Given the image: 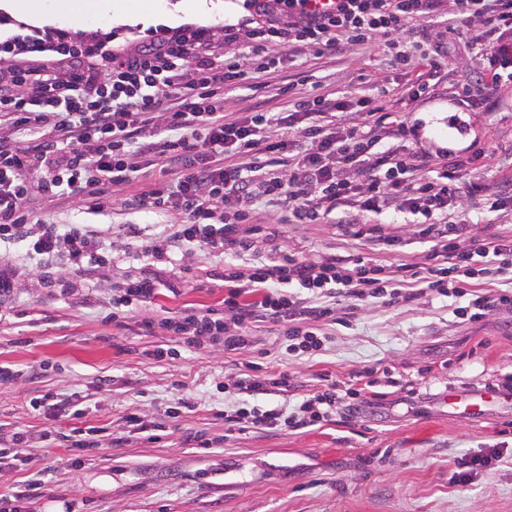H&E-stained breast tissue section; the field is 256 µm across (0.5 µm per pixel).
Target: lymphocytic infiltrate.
Returning <instances> with one entry per match:
<instances>
[{
	"label": "lymphocytic infiltrate",
	"mask_w": 512,
	"mask_h": 512,
	"mask_svg": "<svg viewBox=\"0 0 512 512\" xmlns=\"http://www.w3.org/2000/svg\"><path fill=\"white\" fill-rule=\"evenodd\" d=\"M312 0H247V13L226 26L224 41L236 51L223 58L211 49L214 33L197 26L164 31L149 42L115 49L83 47L63 39L15 36L0 42V118L30 132L28 141L0 134V242L27 248L37 264L0 265V302L14 300L29 278L67 290L73 275L90 273L106 250L100 232L85 224L61 227L35 220L37 198L68 196L98 208L110 186L144 177L149 167L166 176L161 186L128 200L131 208L169 213L172 233L142 239L139 225L125 229L138 241L135 257L154 261L185 247L230 253L224 267V308L217 311L152 310L160 279L141 274L115 283L109 320L136 321L145 333L163 329L187 347L221 342L224 353L253 351L255 323L280 326L285 351L313 354L335 321L336 300L423 295L459 296L458 315L512 305L498 288L512 272V239L494 236L463 246L466 225L485 223L512 205V187L487 183L491 155L471 152L439 163L408 144L406 118L390 117L376 97L326 92L234 120L224 116L225 90L268 75L298 59L340 56L351 46L395 50L408 64L409 48L429 74L448 65L449 37H464L481 67L480 92L469 95L474 112H491L505 71H512V0H339L320 11ZM447 12L446 31L426 22ZM275 208L280 224H316L327 216L361 239L358 212L396 208L417 224L427 246L425 263L401 259L372 265L309 258L274 248L270 257L240 272L235 260L254 242L241 232L257 202ZM379 380V379H378ZM378 380L337 392L335 384L301 397L292 409L242 404L225 411L234 430L306 429L339 413L354 414L379 399ZM149 424L125 416L120 427L72 428L67 448H116Z\"/></svg>",
	"instance_id": "obj_1"
}]
</instances>
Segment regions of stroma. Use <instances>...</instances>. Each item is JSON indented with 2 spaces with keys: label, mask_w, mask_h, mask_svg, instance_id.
I'll return each mask as SVG.
<instances>
[{
  "label": "stroma",
  "mask_w": 512,
  "mask_h": 512,
  "mask_svg": "<svg viewBox=\"0 0 512 512\" xmlns=\"http://www.w3.org/2000/svg\"><path fill=\"white\" fill-rule=\"evenodd\" d=\"M118 2L139 11L140 20L119 24L91 9L75 20L65 0H31L34 10L52 14L45 25L20 22L0 9V39L27 34L118 48L162 33L150 20L154 12L178 11L177 27L194 22L219 29L231 17L219 11L193 17L194 0ZM302 70L303 80L284 70L261 87L226 91L225 112L241 115L263 101L280 105L290 87L301 95L321 87L371 93L384 111L405 113L418 148L458 153L475 142L495 154L499 170L489 180L512 175V81L503 82L491 116L468 111L461 97L474 85L477 61L461 44L450 47L434 92L416 100L405 93L406 69L365 45L341 58L307 62ZM161 182L155 170L150 178L114 185L113 202L100 209L64 196L37 200L38 219L90 225L112 250L94 273L74 277L67 295L33 281L16 302L0 305V365L41 369L37 380L23 378L0 389V433H24L30 455L28 465L0 470V496L37 478L42 487L27 502L28 512H58L67 500L80 512H512V409L478 422L466 414L448 415L432 402L448 387L503 385L512 378V305L463 322L452 298L364 301L350 322L325 326L322 350L309 357L280 351L275 326L263 322L261 344L249 359L287 370L294 387L258 396L260 405L293 403L297 395L319 389L326 377L344 389L376 367L391 368L397 382L384 387L382 406L363 414H339L302 431L253 429L226 436L216 413L238 395L220 345L186 350L164 330L147 335L137 325L122 328L104 320L113 282L145 271L175 287L158 295L156 307H224V255L186 247L149 266L135 260L126 225H141L145 237L153 238L168 234L172 219L126 208L120 200ZM277 244L309 257L394 260L393 253L355 242L327 221L285 225L276 243L256 234V258ZM156 348H177L182 356L151 357ZM179 387L197 405L166 418L168 400ZM48 391L76 395L84 416L53 421L38 415L30 402ZM129 413L161 423V431L141 434L109 454L87 452L78 467L63 442L48 446L42 439L45 432L64 433L79 424L118 426ZM493 452L500 461L457 482L464 462Z\"/></svg>",
  "instance_id": "obj_1"
}]
</instances>
